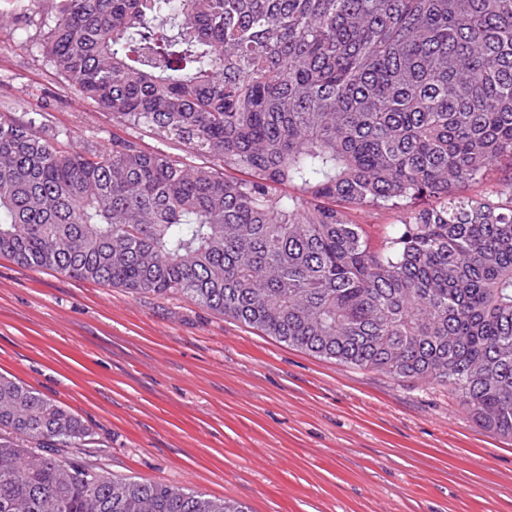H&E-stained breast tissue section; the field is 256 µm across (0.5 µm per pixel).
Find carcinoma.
<instances>
[{
  "label": "carcinoma",
  "instance_id": "1",
  "mask_svg": "<svg viewBox=\"0 0 512 512\" xmlns=\"http://www.w3.org/2000/svg\"><path fill=\"white\" fill-rule=\"evenodd\" d=\"M41 2L46 64L131 134L64 150L1 112L0 256L446 386L512 437V180L460 194L512 171V0ZM365 210L396 217L378 246ZM90 436L0 375V512H249L58 454ZM509 176V170L505 168H499L491 171L484 181L473 182L466 184L462 187V192L465 195L477 196L484 194L492 186H497L501 183H506Z\"/></svg>",
  "mask_w": 512,
  "mask_h": 512
}]
</instances>
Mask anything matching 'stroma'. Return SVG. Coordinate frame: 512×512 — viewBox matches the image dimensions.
Masks as SVG:
<instances>
[{
	"mask_svg": "<svg viewBox=\"0 0 512 512\" xmlns=\"http://www.w3.org/2000/svg\"><path fill=\"white\" fill-rule=\"evenodd\" d=\"M0 0V113L108 147L111 113L58 78ZM0 374L92 432L64 458L250 512H512V439L443 386L289 347L172 295L135 294L0 257Z\"/></svg>",
	"mask_w": 512,
	"mask_h": 512,
	"instance_id": "stroma-1",
	"label": "stroma"
}]
</instances>
